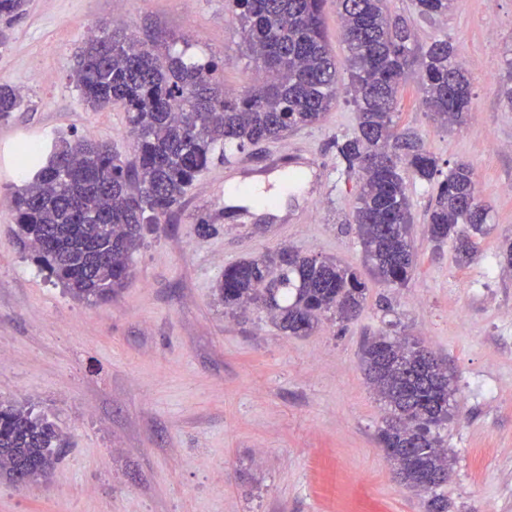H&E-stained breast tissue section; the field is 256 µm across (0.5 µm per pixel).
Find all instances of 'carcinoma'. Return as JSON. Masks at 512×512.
<instances>
[{
  "instance_id": "carcinoma-1",
  "label": "carcinoma",
  "mask_w": 512,
  "mask_h": 512,
  "mask_svg": "<svg viewBox=\"0 0 512 512\" xmlns=\"http://www.w3.org/2000/svg\"><path fill=\"white\" fill-rule=\"evenodd\" d=\"M325 0H233L246 56L258 74L241 93L224 91L212 59L186 62L117 26H97L75 55L69 80L81 100L98 110L124 106L134 137L133 157L122 159L91 139L52 138L19 146L17 160L32 178L11 192L14 235L47 277L79 301L108 300L125 287L133 255L146 235L176 215L192 183L210 165L322 121L337 102L339 71L349 73L358 132L334 142L347 174L359 175L353 206L364 267L394 287L411 278L417 254L405 175L431 183L437 158L422 139L399 125L402 83L421 73L425 111L448 125L472 110V80L451 41L415 44L389 0H338L347 55L336 60L323 28ZM457 0H412L422 15L446 14ZM24 0H0V22L21 14ZM23 106L0 84V119ZM473 168L448 169L428 211L434 246L455 243L459 261L473 255L467 231L484 233L490 207L479 198ZM464 228H459V225ZM217 291L224 312L250 306L267 311L288 336H307L330 314L355 319L366 299L362 273L283 247L224 268ZM361 366L386 417L379 444L400 480L431 494V512H448L438 493L454 458L440 430L458 409L447 365L408 337L378 333L362 346ZM65 441L36 406L0 400V480L15 486L46 477Z\"/></svg>"
}]
</instances>
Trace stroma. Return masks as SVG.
I'll use <instances>...</instances> for the list:
<instances>
[{
    "mask_svg": "<svg viewBox=\"0 0 512 512\" xmlns=\"http://www.w3.org/2000/svg\"><path fill=\"white\" fill-rule=\"evenodd\" d=\"M389 7L419 44L449 38L473 79L474 110L450 129L425 114L409 74L399 124L440 169L471 165L491 205L485 231L472 237L470 263L453 244L435 249L426 210L437 186L408 179L411 280L367 279L358 319L325 318L294 337L265 311L225 313L215 284L225 266L280 247L362 268L358 183L333 146L357 131L348 92L321 123L250 157L260 167L292 144L311 151L319 172L289 195L286 218L225 212V166L214 163L175 222L134 254L125 288L81 302L14 244L4 201L25 181L21 143L75 135L133 155L123 106L90 109L68 78L86 28L116 20L162 49L189 43L190 56L223 63L231 91L256 73L230 0H25L0 44V83L25 101L0 120V397L34 403L68 444L47 478L0 483V512H428V494L400 483L378 443L385 412L360 366L366 333L391 321L442 359L458 388L448 512H512V269L497 257L512 239V101L500 91L512 87V0H460L444 17L418 15L411 0ZM204 220L216 231L202 237Z\"/></svg>",
    "mask_w": 512,
    "mask_h": 512,
    "instance_id": "35a3bbf8",
    "label": "stroma"
}]
</instances>
